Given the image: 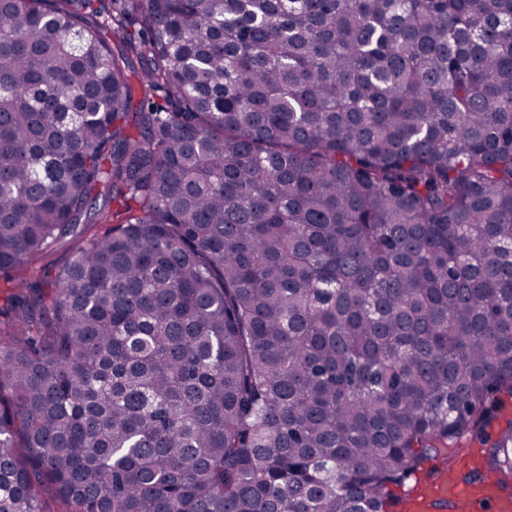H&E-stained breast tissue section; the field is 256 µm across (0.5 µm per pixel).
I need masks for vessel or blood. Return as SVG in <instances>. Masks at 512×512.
Returning <instances> with one entry per match:
<instances>
[{
	"instance_id": "obj_1",
	"label": "vessel or blood",
	"mask_w": 512,
	"mask_h": 512,
	"mask_svg": "<svg viewBox=\"0 0 512 512\" xmlns=\"http://www.w3.org/2000/svg\"><path fill=\"white\" fill-rule=\"evenodd\" d=\"M403 512H512V494L495 480L469 482L458 470L443 469L411 490Z\"/></svg>"
}]
</instances>
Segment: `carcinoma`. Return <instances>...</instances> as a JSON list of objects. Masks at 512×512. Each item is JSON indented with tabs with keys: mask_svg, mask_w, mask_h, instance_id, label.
Wrapping results in <instances>:
<instances>
[{
	"mask_svg": "<svg viewBox=\"0 0 512 512\" xmlns=\"http://www.w3.org/2000/svg\"><path fill=\"white\" fill-rule=\"evenodd\" d=\"M0 336V512L512 491V0H0Z\"/></svg>",
	"mask_w": 512,
	"mask_h": 512,
	"instance_id": "carcinoma-1",
	"label": "carcinoma"
}]
</instances>
